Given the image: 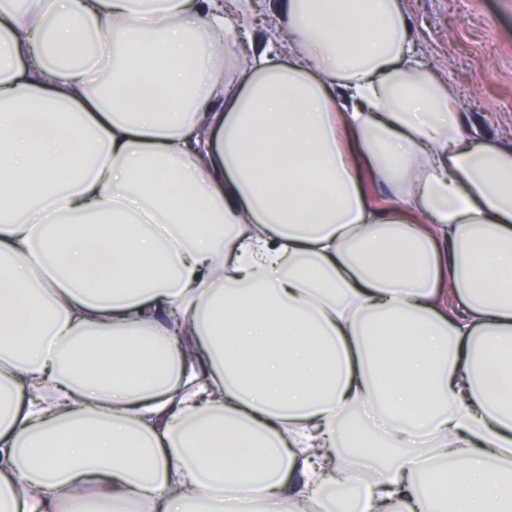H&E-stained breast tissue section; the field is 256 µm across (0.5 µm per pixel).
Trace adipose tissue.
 Here are the masks:
<instances>
[{
	"instance_id": "ef3b65f1",
	"label": "adipose tissue",
	"mask_w": 512,
	"mask_h": 512,
	"mask_svg": "<svg viewBox=\"0 0 512 512\" xmlns=\"http://www.w3.org/2000/svg\"><path fill=\"white\" fill-rule=\"evenodd\" d=\"M269 9L0 0V512H512V146Z\"/></svg>"
}]
</instances>
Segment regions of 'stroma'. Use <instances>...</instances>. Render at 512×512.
Instances as JSON below:
<instances>
[{
    "label": "stroma",
    "mask_w": 512,
    "mask_h": 512,
    "mask_svg": "<svg viewBox=\"0 0 512 512\" xmlns=\"http://www.w3.org/2000/svg\"><path fill=\"white\" fill-rule=\"evenodd\" d=\"M405 10L468 122L512 144V0H405Z\"/></svg>",
    "instance_id": "stroma-1"
}]
</instances>
